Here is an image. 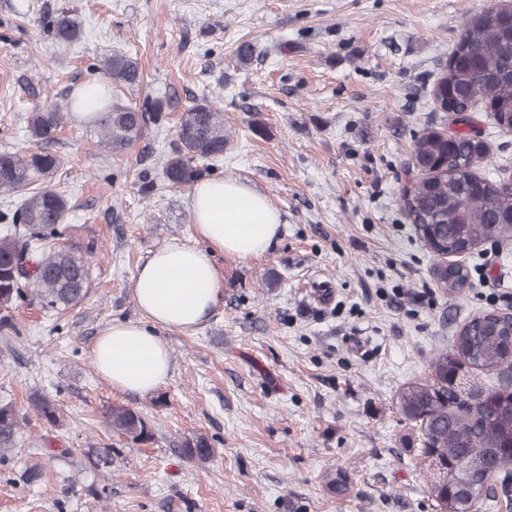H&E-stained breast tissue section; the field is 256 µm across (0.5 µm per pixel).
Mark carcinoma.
Wrapping results in <instances>:
<instances>
[{
    "instance_id": "1",
    "label": "carcinoma",
    "mask_w": 512,
    "mask_h": 512,
    "mask_svg": "<svg viewBox=\"0 0 512 512\" xmlns=\"http://www.w3.org/2000/svg\"><path fill=\"white\" fill-rule=\"evenodd\" d=\"M60 49L78 37L73 15L59 10L46 22ZM101 77L29 113L27 131L34 148L23 153L0 150V193L19 201L0 210V311L32 296L50 310H66L87 293L89 264L77 247L62 244L45 249L44 241L64 236L67 200L50 184L61 165L48 148L67 116L88 112L87 126L117 156L127 152L145 132L161 127L169 102L146 95L142 103H126L118 87L140 86L137 62L115 51L97 67ZM434 110L461 116L485 112L495 126L512 132V14L486 10L462 29L448 57L447 71L438 74L431 91ZM177 147L167 157L163 178L173 187L200 180L210 165L224 159L228 140L224 112L207 99L182 112L176 129ZM488 147L466 130L425 129L414 136L412 156L421 177L401 200L406 218L426 249L436 255H460L512 230V173L500 169L494 179L475 169ZM436 286L458 292L469 280L467 267L433 268ZM501 375L512 369V329L490 313L473 317L432 360L431 376L407 384L398 394L399 411L420 429V453L445 478L431 483L432 496L444 512H472L480 500L495 495V483L508 492L512 480V392L504 386L483 390L475 401L451 377L464 365ZM31 410L49 424L58 420V404L45 393L29 396ZM26 414L11 401H0V463L14 455ZM112 430L132 443L148 442L153 430L139 412L112 407L106 412ZM215 449L204 435L186 440L185 458L209 461Z\"/></svg>"
}]
</instances>
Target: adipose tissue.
Returning <instances> with one entry per match:
<instances>
[{"label": "adipose tissue", "mask_w": 512, "mask_h": 512, "mask_svg": "<svg viewBox=\"0 0 512 512\" xmlns=\"http://www.w3.org/2000/svg\"><path fill=\"white\" fill-rule=\"evenodd\" d=\"M189 208L203 246L174 243L155 250L132 283L142 320L113 322L91 347L97 372L118 391L146 394L167 381L171 357L162 333L194 329L215 306V253L258 255L279 236L280 211L234 178L199 180Z\"/></svg>", "instance_id": "adipose-tissue-1"}]
</instances>
